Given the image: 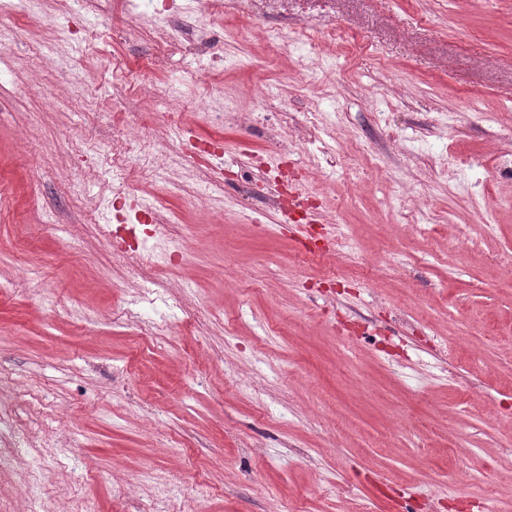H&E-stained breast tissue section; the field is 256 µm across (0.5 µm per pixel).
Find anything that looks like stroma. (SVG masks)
I'll use <instances>...</instances> for the list:
<instances>
[{
  "label": "stroma",
  "instance_id": "stroma-1",
  "mask_svg": "<svg viewBox=\"0 0 512 512\" xmlns=\"http://www.w3.org/2000/svg\"><path fill=\"white\" fill-rule=\"evenodd\" d=\"M123 20L0 24V512H512V0ZM154 0H134L139 16L153 15L158 25L159 36L156 41V59L163 66L170 56L189 55L209 42L208 32L198 28L200 15L223 17L225 0H191L181 16L169 19L167 15L151 11ZM193 20V22H192Z\"/></svg>",
  "mask_w": 512,
  "mask_h": 512
}]
</instances>
